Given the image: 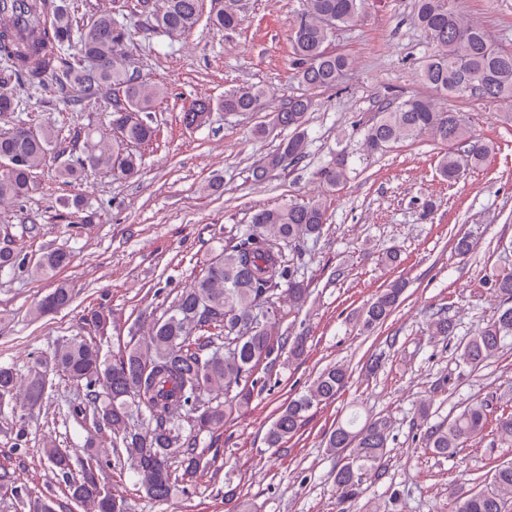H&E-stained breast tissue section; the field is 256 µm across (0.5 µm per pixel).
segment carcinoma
I'll use <instances>...</instances> for the list:
<instances>
[{"label":"carcinoma","instance_id":"carcinoma-1","mask_svg":"<svg viewBox=\"0 0 512 512\" xmlns=\"http://www.w3.org/2000/svg\"><path fill=\"white\" fill-rule=\"evenodd\" d=\"M202 0H150L141 7L158 28L172 38L190 33L201 18ZM414 20L427 34L430 52L418 78L435 92L512 106V49L489 41L484 25L462 16L449 0H414ZM365 0H306V8L289 35V65L304 93L288 98L272 118V126L293 131L277 152L252 170L256 181L275 170L296 166L306 154L307 113L322 90H341L353 61L331 48L333 31L364 19ZM117 24L101 14L81 29L73 24L69 0H0V58L32 85L49 81L75 87L81 101L104 102L111 129L117 134H84L82 148L61 163L58 174L66 182L89 171L119 179L139 175L142 155L136 147L151 143L157 127L150 114L166 97L164 87L142 77L133 78L118 49ZM94 58L102 68L92 74L86 61ZM267 91L243 86L224 93L217 103L197 100L182 113L188 128L207 124L213 107L226 114L260 112ZM363 147L382 152L396 144L428 138L448 147L438 167L448 181L480 166L492 146L472 131L464 112H442L420 95L395 98L377 108V118L363 134ZM56 131L50 124L31 129L17 123L0 132V201L20 200L34 187V174L47 161ZM321 182L335 190L346 181L344 160L338 158L319 171ZM319 202L288 200L258 210L249 228L224 241L203 264L200 273L183 287L162 314L152 318L146 331L136 329L121 354L111 360L102 343L82 336L62 340L50 357L20 376L0 365V401L23 394L25 405L35 407L48 394L49 375L59 373L83 390L84 401L72 407V416L96 431L112 436L113 458L95 452L71 455L47 438L43 456L55 468L71 497L91 501L97 512H127L126 500L107 495L105 470L131 471L138 489L148 498L164 500L175 490L187 491L195 478L208 471L217 456L199 448L197 437L224 428L233 411L251 403L264 385L255 377L259 369L271 373L277 366L302 358L307 347L303 335L280 333L283 307L300 310L310 292L285 250L319 236L325 224ZM71 262L63 247H48L31 270L53 277ZM26 257L9 247L0 248V270L19 269ZM491 286L502 301L496 318L455 349L459 365L476 371L498 354L512 338V273L494 274ZM405 284L395 282L378 291L361 310L362 328L382 326L400 304ZM73 288L66 282L40 299L32 309L36 317L70 306ZM82 322L103 339L112 330V312L92 308ZM436 336L454 335V326L441 311L430 315ZM347 369L332 364L301 392L288 399L268 428L265 443L279 448L304 425L312 409L335 401L346 388ZM492 407L470 399L454 417L426 427L425 447L453 456L467 441L481 436ZM494 435L512 444V412L495 418ZM390 441L384 418L360 420L353 413L325 435L327 453L336 457L334 483L339 503L361 493L364 477L380 472ZM491 489L467 494L448 493V512H512V462L494 467Z\"/></svg>","mask_w":512,"mask_h":512}]
</instances>
